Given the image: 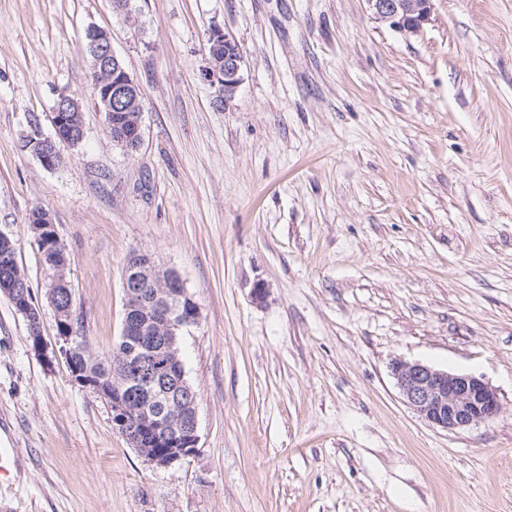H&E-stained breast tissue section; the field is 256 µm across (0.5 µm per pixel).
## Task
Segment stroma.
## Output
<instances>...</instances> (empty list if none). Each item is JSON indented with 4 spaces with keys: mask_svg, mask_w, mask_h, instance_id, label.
<instances>
[{
    "mask_svg": "<svg viewBox=\"0 0 512 512\" xmlns=\"http://www.w3.org/2000/svg\"><path fill=\"white\" fill-rule=\"evenodd\" d=\"M132 8L0 0V233L51 348L32 209L96 352L121 334L132 254L179 274L200 308L181 334L198 450L146 462L0 293V446L18 451L0 512H512V0H433L417 36L364 0ZM91 23L141 89L136 152L92 96ZM215 28L244 58L225 104L202 76ZM63 91L85 138L48 169L25 143ZM397 358L482 378L497 417L429 425Z\"/></svg>",
    "mask_w": 512,
    "mask_h": 512,
    "instance_id": "obj_1",
    "label": "stroma"
}]
</instances>
